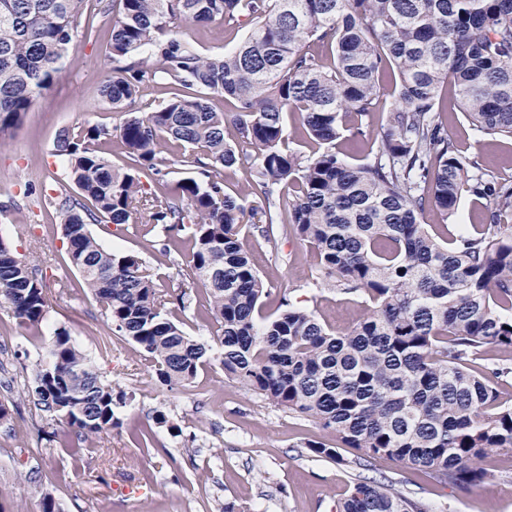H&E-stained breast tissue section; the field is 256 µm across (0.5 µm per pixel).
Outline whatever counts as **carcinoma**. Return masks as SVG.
<instances>
[{"label":"carcinoma","instance_id":"cac0c4a2","mask_svg":"<svg viewBox=\"0 0 512 512\" xmlns=\"http://www.w3.org/2000/svg\"><path fill=\"white\" fill-rule=\"evenodd\" d=\"M109 30L104 101L127 113L117 126L66 128L55 141L75 194L54 202L81 287L104 305L112 333L135 344L159 383L185 385L212 351L167 313L171 303L139 257L105 250L89 225L142 224L172 238L191 230L192 279L204 286L219 325L224 374L274 406L314 422L323 440L309 450L360 470L340 512H423L383 475L387 458L450 486L493 476L481 461L512 449V404L500 387L512 359V181L459 155L437 111L439 87L457 88L460 108L484 135L512 138V0H0V141L53 85L71 43ZM218 24L247 34L222 56L193 48L183 30ZM394 75V102L371 156L353 164L336 151L348 112L376 110ZM178 90L149 112H126L144 87ZM233 100L234 112L212 97ZM296 112L323 151L282 149L285 114ZM119 138L126 164L99 147ZM188 163L195 175L172 180ZM253 176L251 191L224 189L223 173ZM153 172L163 187L149 194ZM291 191L284 203L282 188ZM481 201L487 224L439 241L429 209L448 217L462 193ZM270 243L291 233L314 250L317 281L372 303L336 334L315 314L281 300L257 321L269 294L242 225ZM0 303L29 327L48 314L34 265L0 242ZM35 364L25 393L48 425L85 443L121 425L114 392L65 329Z\"/></svg>","mask_w":512,"mask_h":512}]
</instances>
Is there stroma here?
I'll use <instances>...</instances> for the list:
<instances>
[{
  "instance_id": "1",
  "label": "stroma",
  "mask_w": 512,
  "mask_h": 512,
  "mask_svg": "<svg viewBox=\"0 0 512 512\" xmlns=\"http://www.w3.org/2000/svg\"><path fill=\"white\" fill-rule=\"evenodd\" d=\"M107 37L75 41L52 87L27 112L21 127L0 146V239L20 258L36 265L50 300L40 327L19 325L0 306V360L23 389L35 362L57 329L96 363L104 380L124 393L120 427L73 455L65 435L47 441L43 414L27 398L15 397L9 420L0 423V512H42L50 493L63 512H337L357 470L320 458L306 447L319 438L313 423L279 409L225 376L218 362L200 370L193 382L161 385L132 343L116 336L111 352L99 348L110 336L103 309L78 285L68 266L67 243L55 209L45 199L66 188L67 163L54 153L65 127L115 126L123 116L102 98L100 70ZM440 110L460 155L479 156L499 177L512 179V140L480 134L463 114L453 85L439 94ZM424 221L438 235L474 231L481 209L463 197L455 215L427 211ZM90 230L108 250L137 255L159 275L160 288L185 294L184 309L172 320L186 333L215 343L217 325L201 283L187 267L188 233L168 242L140 224L96 223ZM241 239L270 288L263 312H276L280 298L312 310L328 328L350 330L365 311V298L316 285V255L307 243L284 234L271 245L252 227ZM151 428L147 444L132 428ZM492 479L480 486L448 489L427 474L386 459L376 473L417 501L423 512H512V451L492 453L484 462Z\"/></svg>"
}]
</instances>
